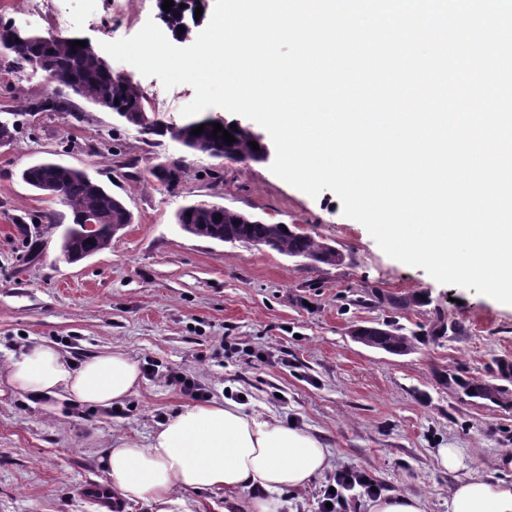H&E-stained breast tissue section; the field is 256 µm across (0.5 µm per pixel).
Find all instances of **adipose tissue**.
I'll use <instances>...</instances> for the list:
<instances>
[{
    "instance_id": "ef3b65f1",
    "label": "adipose tissue",
    "mask_w": 512,
    "mask_h": 512,
    "mask_svg": "<svg viewBox=\"0 0 512 512\" xmlns=\"http://www.w3.org/2000/svg\"><path fill=\"white\" fill-rule=\"evenodd\" d=\"M139 377L137 362L123 351L76 364L44 342L12 356L6 370L13 391L33 397L63 391L97 407L122 403ZM103 466L110 488L129 499L151 498L156 512H190L185 492L214 488L231 495L224 512H277L284 493L330 469L331 453L316 436L227 401L181 407L144 446L115 438ZM448 512H512V485L467 476L451 487Z\"/></svg>"
}]
</instances>
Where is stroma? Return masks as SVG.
Listing matches in <instances>:
<instances>
[{
    "instance_id": "35a3bbf8",
    "label": "stroma",
    "mask_w": 512,
    "mask_h": 512,
    "mask_svg": "<svg viewBox=\"0 0 512 512\" xmlns=\"http://www.w3.org/2000/svg\"><path fill=\"white\" fill-rule=\"evenodd\" d=\"M158 17L157 0H39L33 7L0 0V20L19 31L96 46L131 37ZM111 67L132 79L152 112L183 122L192 86L167 89L128 63ZM52 88L43 72L0 57V117L17 124L12 146L0 149V375L12 354L42 340L77 362L118 348L160 373L109 408L0 388V512H96L75 489L106 481L113 437L146 443L187 403L166 383L170 370L197 377L210 400L295 422L330 448V471L288 496L279 512H318L321 488L345 468L366 472L382 492L424 496L428 512H448L450 488L468 475L512 482V471L497 466L512 452V406L468 397L450 383L489 379L499 360L512 362L511 305L390 258L361 223L343 216L334 192L310 197L275 176L270 161L185 154L89 107L77 117L23 111ZM47 157L85 170L130 210L132 223L108 249L74 263L61 255L58 233L46 226L68 223L67 208L19 176ZM178 157L186 173L177 184L151 176ZM194 202L288 225L335 247L343 261L325 265L188 235L176 214ZM20 219L42 228L39 251L18 231ZM404 297L410 306L393 308L392 299ZM440 320L442 335L433 331ZM393 321L418 335L408 354L352 335ZM440 448L458 449L457 470L440 466Z\"/></svg>"
}]
</instances>
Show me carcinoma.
<instances>
[{"instance_id":"1","label":"carcinoma","mask_w":512,"mask_h":512,"mask_svg":"<svg viewBox=\"0 0 512 512\" xmlns=\"http://www.w3.org/2000/svg\"><path fill=\"white\" fill-rule=\"evenodd\" d=\"M74 38H55L47 44L21 40L9 45L10 62L19 69L30 67L41 57L50 58L57 66L60 78L75 84L78 97L87 104L98 108L106 100L112 101L107 108L115 118L126 122V113L147 109L143 93L131 81L112 78V68L106 60L86 51L72 47ZM41 108L44 112H66L70 103L65 99L49 101L37 98L28 103L27 109ZM205 125L204 132L194 135L193 128ZM210 118L202 117L183 123V137L180 147L187 153H206L217 159L238 161H261L262 150H254L250 141L253 135L244 127L229 130L236 141L229 144L222 133H213ZM185 174L183 158L168 161L165 169H153L152 175L161 183L172 185ZM21 179L30 187L45 191L53 189L59 193V200L72 216V224L62 235L61 251L70 261H78L111 245L114 231L131 223L132 217L122 201L85 171L57 164L35 163L22 170ZM88 215L98 219L99 230L93 237L82 231L83 220ZM181 229L195 237L224 241L233 237L252 245L259 244L291 257H310L323 264H336V257L330 245L314 237L286 229L284 224L252 223L250 216L228 208H219L212 203H192L180 209L176 216ZM371 344L394 352L412 349V337L401 330L392 328L383 335L367 336ZM453 383L476 398L488 400L496 405L512 403V391L503 385L490 381L453 379Z\"/></svg>"}]
</instances>
